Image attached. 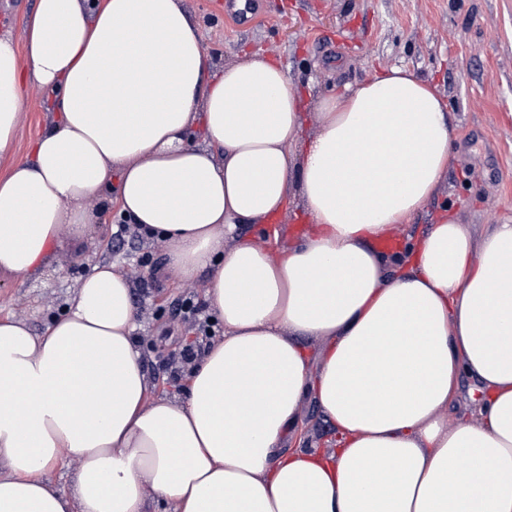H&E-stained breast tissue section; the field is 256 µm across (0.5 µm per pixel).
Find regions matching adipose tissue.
<instances>
[{"label":"adipose tissue","instance_id":"1","mask_svg":"<svg viewBox=\"0 0 512 512\" xmlns=\"http://www.w3.org/2000/svg\"><path fill=\"white\" fill-rule=\"evenodd\" d=\"M31 87L54 118L0 177V273L48 264L112 201L182 279L207 273L224 337L185 398L152 400L112 264L42 334L0 319V512H512V222L377 247L448 173L454 117L427 82L393 66L323 97L298 154L287 72L216 66L184 0H37L24 46L0 33V158ZM295 197L312 227L287 254L225 247ZM464 379L480 398L452 422ZM309 397L335 447L300 438Z\"/></svg>","mask_w":512,"mask_h":512}]
</instances>
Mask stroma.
I'll list each match as a JSON object with an SVG mask.
<instances>
[{"label": "stroma", "mask_w": 512, "mask_h": 512, "mask_svg": "<svg viewBox=\"0 0 512 512\" xmlns=\"http://www.w3.org/2000/svg\"><path fill=\"white\" fill-rule=\"evenodd\" d=\"M186 6L206 54L218 63L258 53L284 67L307 112L298 151L315 133L311 114L322 96L392 65L429 80L455 116L456 141L448 177L413 219L411 233L421 235L445 217L463 224L512 220V0H250L249 21L238 27L225 20L224 0H186ZM48 118L43 94L29 90L0 177L10 163L27 159ZM310 225L295 201L272 225H239L224 243L253 238L278 256ZM52 254L50 265L27 277L0 274V318L25 320L42 333L63 313L89 264L106 259L130 275L150 398H180L191 370L180 350L192 345L202 352L211 342L196 325L208 315L205 278L182 281L162 245L120 219L92 225L78 242L61 234ZM140 263L141 278L132 273ZM186 302L197 314L184 313Z\"/></svg>", "instance_id": "stroma-1"}]
</instances>
